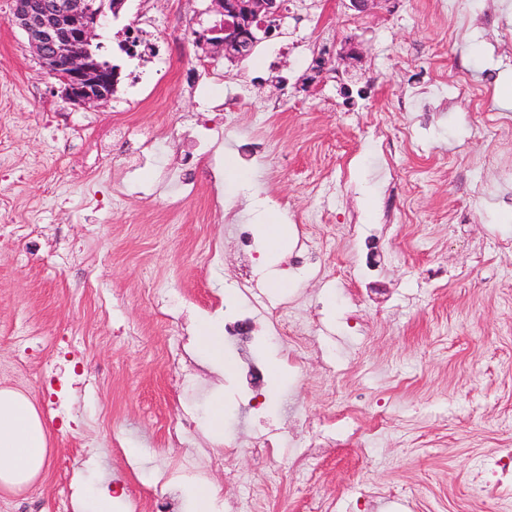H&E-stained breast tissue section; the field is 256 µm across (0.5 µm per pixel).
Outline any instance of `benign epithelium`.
<instances>
[{
	"label": "benign epithelium",
	"instance_id": "benign-epithelium-1",
	"mask_svg": "<svg viewBox=\"0 0 512 512\" xmlns=\"http://www.w3.org/2000/svg\"><path fill=\"white\" fill-rule=\"evenodd\" d=\"M124 0H12L11 25L22 30L42 70L58 82L61 97L76 108L104 105L120 72L91 50L97 31ZM209 11L221 16L215 25L194 30L195 43L235 62L260 42L280 34L285 0H210ZM357 59L348 45L336 58H320L316 71L334 62Z\"/></svg>",
	"mask_w": 512,
	"mask_h": 512
}]
</instances>
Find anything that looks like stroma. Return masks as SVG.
<instances>
[{
  "mask_svg": "<svg viewBox=\"0 0 512 512\" xmlns=\"http://www.w3.org/2000/svg\"><path fill=\"white\" fill-rule=\"evenodd\" d=\"M209 0H125L99 30L120 69L111 100L73 108L36 63L0 0V134L39 127L17 142L0 197L16 218L46 202L38 247L0 235V387L26 394L52 430L47 463L19 491L0 488L12 512H73L60 487L88 494L111 486L114 512H152V493L195 512L183 447L168 430L196 421L207 448L210 414L224 399L225 469L207 479L224 498L263 489L268 512H303L322 494L335 512H484L470 475L512 446V127L495 140L483 119L512 114V0H288L278 37L231 62L196 47L189 28L212 25ZM152 17L163 64L121 51L138 19ZM469 25L456 40L448 28ZM353 42L355 68L315 73L323 50ZM230 111H221L224 101ZM152 132L138 169L107 147L86 171L69 146L108 125ZM394 143L385 156L375 125ZM207 142L212 157L194 154ZM267 146L263 162L252 143ZM233 157L237 172L213 180ZM196 172L181 206L159 181ZM64 186L43 198L45 174ZM103 207L76 217L88 188ZM276 205L292 228L270 254L256 212ZM254 231L244 250L238 225ZM323 242L294 267L301 235ZM88 253L61 264L54 240ZM248 284H241V271ZM288 286L268 288L270 277ZM294 303L314 354L296 358L266 313ZM234 304L251 317L252 350L269 373L252 385L242 358L199 351L194 317ZM40 335L16 348L12 330ZM348 398L357 434L337 431L313 480L291 467L313 440L312 414L332 417L331 392ZM257 395L259 413L242 404ZM276 438L273 458L249 438ZM241 476L224 482L225 470Z\"/></svg>",
  "mask_w": 512,
  "mask_h": 512,
  "instance_id": "obj_1",
  "label": "stroma"
}]
</instances>
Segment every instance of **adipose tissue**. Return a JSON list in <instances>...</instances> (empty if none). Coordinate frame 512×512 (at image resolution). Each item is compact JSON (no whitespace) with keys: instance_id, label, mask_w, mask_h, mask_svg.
I'll return each mask as SVG.
<instances>
[{"instance_id":"ef3b65f1","label":"adipose tissue","mask_w":512,"mask_h":512,"mask_svg":"<svg viewBox=\"0 0 512 512\" xmlns=\"http://www.w3.org/2000/svg\"><path fill=\"white\" fill-rule=\"evenodd\" d=\"M48 424L24 394L0 389V485L22 487L48 457Z\"/></svg>"}]
</instances>
